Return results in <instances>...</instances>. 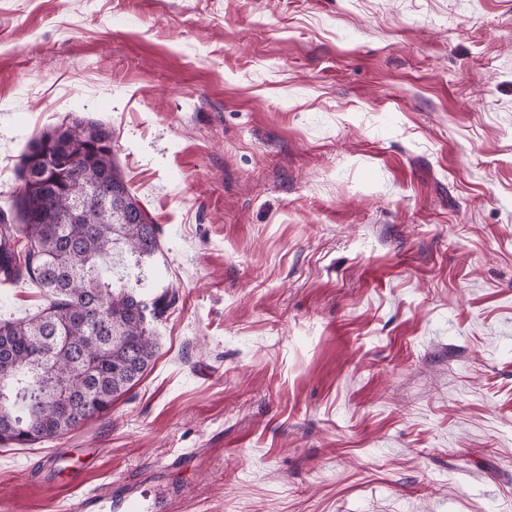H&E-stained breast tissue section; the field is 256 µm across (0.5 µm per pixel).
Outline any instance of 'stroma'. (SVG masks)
Returning a JSON list of instances; mask_svg holds the SVG:
<instances>
[{"mask_svg":"<svg viewBox=\"0 0 512 512\" xmlns=\"http://www.w3.org/2000/svg\"><path fill=\"white\" fill-rule=\"evenodd\" d=\"M73 119L176 301L0 512H512V0H0V209Z\"/></svg>","mask_w":512,"mask_h":512,"instance_id":"1","label":"stroma"}]
</instances>
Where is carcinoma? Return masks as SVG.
<instances>
[{"instance_id":"obj_1","label":"carcinoma","mask_w":512,"mask_h":512,"mask_svg":"<svg viewBox=\"0 0 512 512\" xmlns=\"http://www.w3.org/2000/svg\"><path fill=\"white\" fill-rule=\"evenodd\" d=\"M18 178L15 218L0 211V276L46 299L0 320V444L27 446L111 410L151 365L154 324L175 296L144 288L159 230L118 171L107 127L74 120L42 133Z\"/></svg>"}]
</instances>
